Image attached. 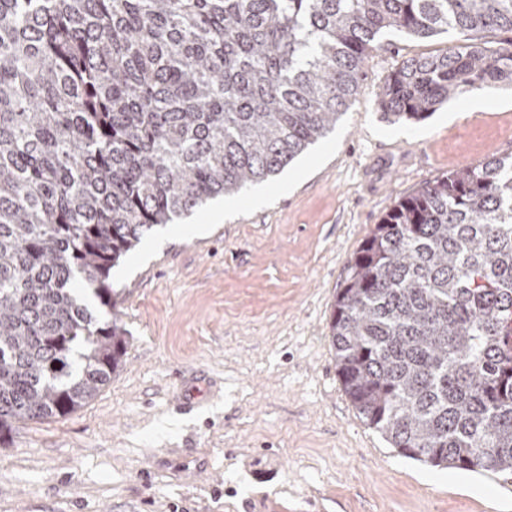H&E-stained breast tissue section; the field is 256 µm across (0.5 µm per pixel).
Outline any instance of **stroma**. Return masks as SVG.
I'll return each instance as SVG.
<instances>
[{
  "label": "stroma",
  "instance_id": "obj_1",
  "mask_svg": "<svg viewBox=\"0 0 512 512\" xmlns=\"http://www.w3.org/2000/svg\"><path fill=\"white\" fill-rule=\"evenodd\" d=\"M449 35L380 36L326 138L250 192L155 228L110 273L123 364L71 414L0 447V512H512V476L401 456L340 383L330 323L346 268L393 204L512 154V84L419 122L380 89Z\"/></svg>",
  "mask_w": 512,
  "mask_h": 512
}]
</instances>
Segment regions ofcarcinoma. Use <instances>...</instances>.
<instances>
[{"mask_svg": "<svg viewBox=\"0 0 512 512\" xmlns=\"http://www.w3.org/2000/svg\"><path fill=\"white\" fill-rule=\"evenodd\" d=\"M450 32L379 107L420 121L512 82V0H0V444L121 367L111 269L153 227L280 173L336 127L378 37ZM331 344L364 422L433 467L512 475V155L442 175L370 231Z\"/></svg>", "mask_w": 512, "mask_h": 512, "instance_id": "carcinoma-1", "label": "carcinoma"}]
</instances>
